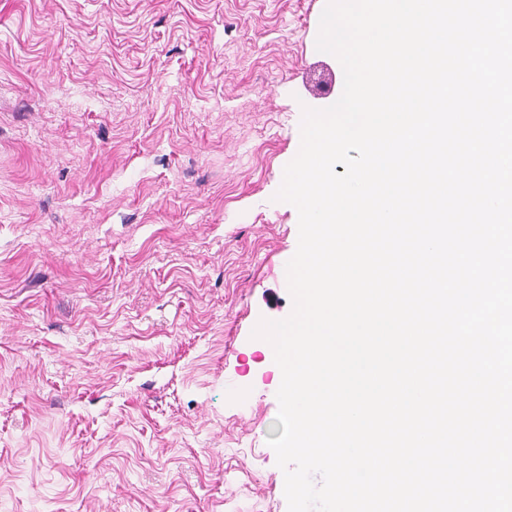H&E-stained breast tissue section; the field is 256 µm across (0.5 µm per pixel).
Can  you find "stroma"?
I'll use <instances>...</instances> for the list:
<instances>
[{
  "instance_id": "stroma-1",
  "label": "stroma",
  "mask_w": 512,
  "mask_h": 512,
  "mask_svg": "<svg viewBox=\"0 0 512 512\" xmlns=\"http://www.w3.org/2000/svg\"><path fill=\"white\" fill-rule=\"evenodd\" d=\"M326 0H0V512H288L282 373Z\"/></svg>"
}]
</instances>
